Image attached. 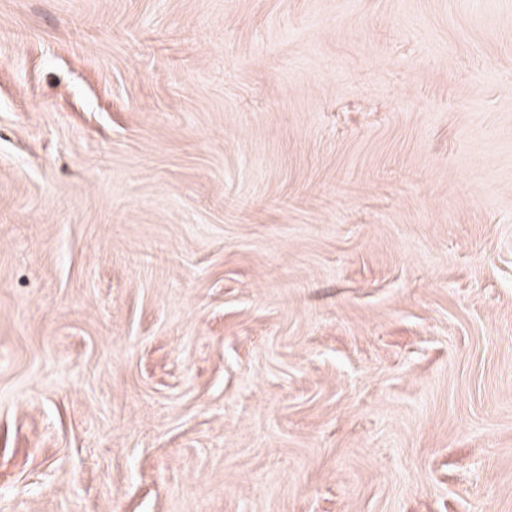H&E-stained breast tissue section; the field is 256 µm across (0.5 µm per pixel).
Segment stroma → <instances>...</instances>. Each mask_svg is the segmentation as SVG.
<instances>
[{"label":"stroma","instance_id":"1","mask_svg":"<svg viewBox=\"0 0 512 512\" xmlns=\"http://www.w3.org/2000/svg\"><path fill=\"white\" fill-rule=\"evenodd\" d=\"M0 512H512V0H0Z\"/></svg>","mask_w":512,"mask_h":512}]
</instances>
